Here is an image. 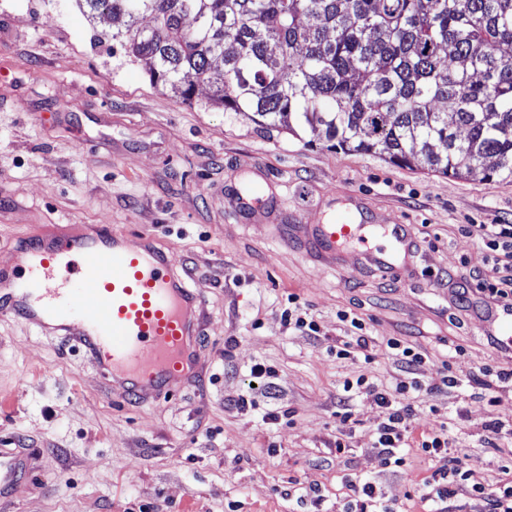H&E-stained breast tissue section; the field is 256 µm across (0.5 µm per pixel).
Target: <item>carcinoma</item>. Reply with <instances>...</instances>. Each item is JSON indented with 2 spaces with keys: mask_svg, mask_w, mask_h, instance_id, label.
Wrapping results in <instances>:
<instances>
[{
  "mask_svg": "<svg viewBox=\"0 0 512 512\" xmlns=\"http://www.w3.org/2000/svg\"><path fill=\"white\" fill-rule=\"evenodd\" d=\"M153 83L265 130L512 178V0H76Z\"/></svg>",
  "mask_w": 512,
  "mask_h": 512,
  "instance_id": "cac0c4a2",
  "label": "carcinoma"
}]
</instances>
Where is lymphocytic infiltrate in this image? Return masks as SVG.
I'll return each mask as SVG.
<instances>
[{
    "instance_id": "lymphocytic-infiltrate-1",
    "label": "lymphocytic infiltrate",
    "mask_w": 512,
    "mask_h": 512,
    "mask_svg": "<svg viewBox=\"0 0 512 512\" xmlns=\"http://www.w3.org/2000/svg\"><path fill=\"white\" fill-rule=\"evenodd\" d=\"M337 317L348 328L345 340L336 346L337 358H359L364 364H371L373 356L364 320L346 310L338 311ZM386 346L405 378L396 384L393 391L373 394L374 400L385 410V418L376 430L373 443L381 463L387 467L403 466L406 450L420 449L435 463L426 481L425 500L445 503L466 487L472 495L482 500L483 512H512V477L501 479L496 488H486L476 478L470 455L449 439L447 422H439L436 428L427 432H413L410 426L413 416L410 399L424 389L417 372L425 364L426 358L401 338H389Z\"/></svg>"
}]
</instances>
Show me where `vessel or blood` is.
<instances>
[{"instance_id": "1", "label": "vessel or blood", "mask_w": 512, "mask_h": 512, "mask_svg": "<svg viewBox=\"0 0 512 512\" xmlns=\"http://www.w3.org/2000/svg\"><path fill=\"white\" fill-rule=\"evenodd\" d=\"M343 218L308 227L311 245L335 257L345 246L378 252L381 272L400 270L406 225L367 214L347 196ZM0 316L85 349L113 391L158 399L193 377L208 316L200 293L187 288L174 260L152 235L135 237L108 224H56L18 247L0 266ZM491 337L512 353V304L489 315ZM24 448H0V497L29 470Z\"/></svg>"}]
</instances>
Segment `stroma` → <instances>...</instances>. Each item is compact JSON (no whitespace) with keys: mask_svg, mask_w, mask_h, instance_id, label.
<instances>
[{"mask_svg":"<svg viewBox=\"0 0 512 512\" xmlns=\"http://www.w3.org/2000/svg\"><path fill=\"white\" fill-rule=\"evenodd\" d=\"M113 27L89 23L76 0H0V265L53 224L153 233L202 290L209 338L194 380L140 404L113 393L83 352L0 318V441L38 452L0 512H341L350 480L374 483L395 512H425L432 463L413 449L404 467L382 466L373 441L384 410L372 398L353 400L349 447L336 450L344 382L403 380L385 347L393 336L427 356L413 427L435 428L437 406L495 487L503 454L485 447L486 426L512 425V391L492 404L483 389L440 383L444 360L463 379L506 360L486 339L484 294L459 296L455 282L489 278L474 227L512 224V180L455 179L309 132H267L209 106L204 85L182 101L93 39ZM250 182L270 201L244 213L237 196ZM339 193L408 226L420 247L402 272L310 249L306 226L329 222ZM291 294L319 338L288 327ZM341 309L365 321L371 365L336 357ZM457 344L466 353L454 358ZM258 363L277 372L272 392L247 387Z\"/></svg>","mask_w":512,"mask_h":512,"instance_id":"obj_1","label":"stroma"}]
</instances>
